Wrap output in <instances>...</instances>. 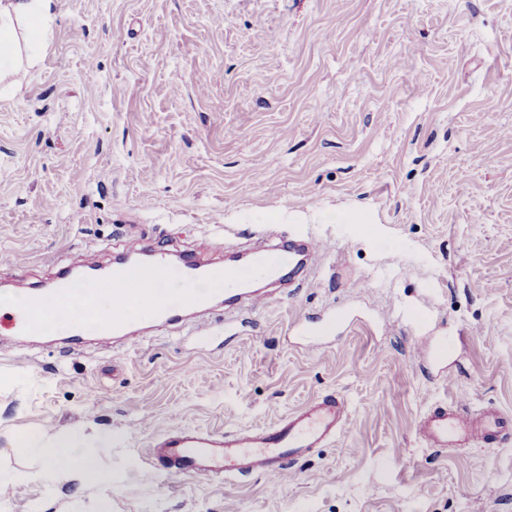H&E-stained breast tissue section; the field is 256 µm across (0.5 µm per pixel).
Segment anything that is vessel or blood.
I'll list each match as a JSON object with an SVG mask.
<instances>
[{"mask_svg":"<svg viewBox=\"0 0 512 512\" xmlns=\"http://www.w3.org/2000/svg\"><path fill=\"white\" fill-rule=\"evenodd\" d=\"M214 248L201 241L193 254L179 264L168 263L164 252H155L149 262H129L113 267L112 314L99 323L101 335L120 337L137 318L143 307H150L154 321L167 324L179 319L183 309L196 310L201 316L199 335H208L209 300L202 287L222 281L227 301H246L251 307L264 303L263 295L250 290L256 278H283L296 271L300 261L315 262L326 250L325 242L310 237L301 243L284 241L252 252L247 265L217 266L208 258ZM168 289L166 299H158L156 284ZM73 281H65L45 294L29 298L13 316L10 333L24 338L36 313L48 303H63ZM463 404L437 403L421 414L417 429L431 447L446 448L479 437L485 440L512 438V418L489 413L470 421L463 417ZM348 418L344 400L334 394L311 399L301 408L270 427L236 428L224 433L181 430L155 444L151 460L144 469L146 478H154L157 463H166L183 474L222 477L263 472L288 476L290 465L313 449L324 447L343 430Z\"/></svg>","mask_w":512,"mask_h":512,"instance_id":"vessel-or-blood-1","label":"vessel or blood"}]
</instances>
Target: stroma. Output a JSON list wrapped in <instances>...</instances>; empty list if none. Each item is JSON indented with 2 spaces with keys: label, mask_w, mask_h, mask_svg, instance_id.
Listing matches in <instances>:
<instances>
[{
  "label": "stroma",
  "mask_w": 512,
  "mask_h": 512,
  "mask_svg": "<svg viewBox=\"0 0 512 512\" xmlns=\"http://www.w3.org/2000/svg\"><path fill=\"white\" fill-rule=\"evenodd\" d=\"M268 229L330 249L227 334L0 333V512H512V441L417 431L437 401L512 415V0H56L47 49L0 85V282L202 239L220 263ZM327 393L348 422L292 477L142 476L170 430ZM77 428L111 434L87 449L106 482L11 453Z\"/></svg>",
  "instance_id": "obj_1"
}]
</instances>
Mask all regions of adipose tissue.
<instances>
[{
    "mask_svg": "<svg viewBox=\"0 0 512 512\" xmlns=\"http://www.w3.org/2000/svg\"><path fill=\"white\" fill-rule=\"evenodd\" d=\"M54 0H0V80L18 67L13 48L4 44L5 38L15 31L23 33V49L28 65H35L50 33ZM86 298L70 293L65 300V313L44 310L33 319L34 326L44 330H57L83 321L98 323L112 312L108 284L90 286ZM85 436L74 432L53 443H44L35 435L17 444L18 455L38 463L42 478L63 479L76 486H88L102 481L103 474L93 460L83 453Z\"/></svg>",
    "mask_w": 512,
    "mask_h": 512,
    "instance_id": "obj_1",
    "label": "adipose tissue"
}]
</instances>
